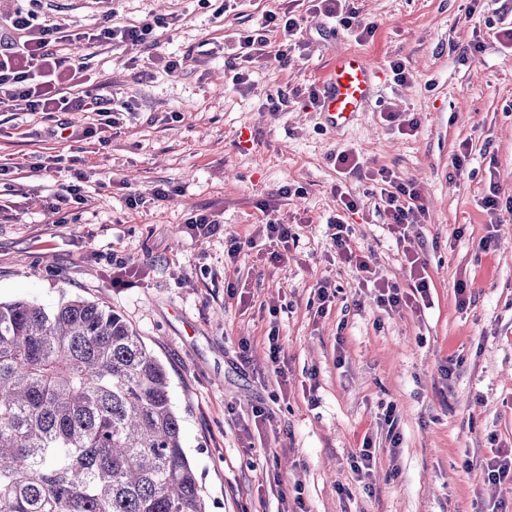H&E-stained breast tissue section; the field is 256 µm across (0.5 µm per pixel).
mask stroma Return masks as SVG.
<instances>
[{
	"label": "stroma",
	"mask_w": 512,
	"mask_h": 512,
	"mask_svg": "<svg viewBox=\"0 0 512 512\" xmlns=\"http://www.w3.org/2000/svg\"><path fill=\"white\" fill-rule=\"evenodd\" d=\"M350 4L376 23L373 38L334 29L305 0H234L223 14L214 0H46V22L76 31L173 15L159 40L181 67L166 73L145 44L65 47L136 106L80 142L55 137L56 116L0 107V157L28 165L0 184V301L53 307L80 297L141 336L167 371L209 512H512V480L491 484L484 474L492 449L512 447V52L495 38L512 25V0ZM288 11L301 20V47L235 87L237 33ZM341 48L362 54L381 88L368 112L334 131L302 94ZM395 59L408 69L401 84L389 69ZM281 95L288 105L274 109ZM387 111L417 118L416 134L382 122ZM465 141L472 151L458 174L452 160ZM342 149L364 171L416 186L427 214L405 247L367 196L370 181L356 175L345 184L363 213L348 222L352 244L371 250L400 287L410 285L404 250L427 258L431 308L381 309L338 260L329 220ZM50 156L63 172L31 171ZM70 165L87 176L83 200L55 224L43 207ZM493 186L499 207L490 215L481 200ZM159 188L167 195L158 200ZM130 195L144 206L129 208ZM202 211L219 220L207 238L188 224ZM266 218L299 235L287 262L272 261L260 241L225 260L226 237H254ZM487 235L495 245L485 251ZM326 279L339 293L320 314L315 291ZM461 280L470 296L462 307ZM366 439L374 463L363 479L350 456Z\"/></svg>",
	"instance_id": "35a3bbf8"
}]
</instances>
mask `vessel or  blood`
Wrapping results in <instances>:
<instances>
[{
    "instance_id": "vessel-or-blood-1",
    "label": "vessel or blood",
    "mask_w": 512,
    "mask_h": 512,
    "mask_svg": "<svg viewBox=\"0 0 512 512\" xmlns=\"http://www.w3.org/2000/svg\"><path fill=\"white\" fill-rule=\"evenodd\" d=\"M375 69L355 51L340 52L325 74L320 111L326 124L342 130L367 111L375 93Z\"/></svg>"
}]
</instances>
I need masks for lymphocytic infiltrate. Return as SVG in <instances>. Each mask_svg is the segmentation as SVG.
Here are the masks:
<instances>
[{"label": "lymphocytic infiltrate", "instance_id": "f902f5d3", "mask_svg": "<svg viewBox=\"0 0 512 512\" xmlns=\"http://www.w3.org/2000/svg\"><path fill=\"white\" fill-rule=\"evenodd\" d=\"M24 8L0 15V106L21 112H92L103 117L105 125H116L117 111H130L129 103H115L106 94L97 74L83 64L72 63L59 48L85 42L122 43L126 41L158 47V34L169 29L172 16L149 14L133 26L112 25L75 32L57 24L42 22L44 0H27ZM278 33V43H271L270 33ZM301 25L293 15L264 16L259 28L239 34L234 57L240 66L232 78L237 86L247 85L252 64L267 59L284 61L289 50L299 45ZM373 192L389 216L388 228L397 242H405L408 226L422 223L426 208L419 201L413 184L402 183L388 171L373 178ZM333 241L340 260L355 269L360 285L372 286L379 307L415 310L431 305L427 261L420 254L405 253L404 262L411 285L402 289L379 276L364 249L350 242L348 226L342 218L333 222Z\"/></svg>", "mask_w": 512, "mask_h": 512}]
</instances>
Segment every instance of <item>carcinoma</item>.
Instances as JSON below:
<instances>
[{
  "label": "carcinoma",
  "mask_w": 512,
  "mask_h": 512,
  "mask_svg": "<svg viewBox=\"0 0 512 512\" xmlns=\"http://www.w3.org/2000/svg\"><path fill=\"white\" fill-rule=\"evenodd\" d=\"M0 512H208L166 369L112 310L0 302Z\"/></svg>",
  "instance_id": "cac0c4a2"
}]
</instances>
